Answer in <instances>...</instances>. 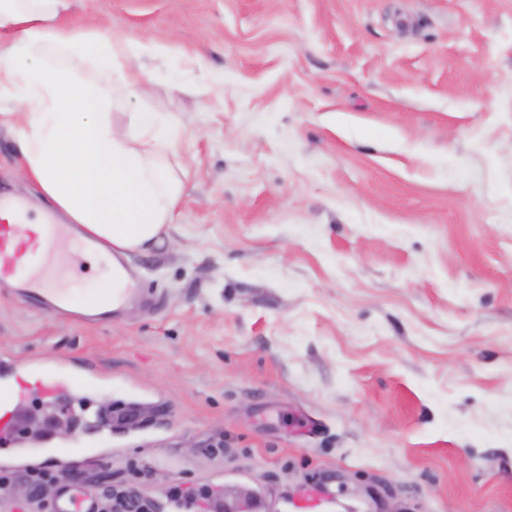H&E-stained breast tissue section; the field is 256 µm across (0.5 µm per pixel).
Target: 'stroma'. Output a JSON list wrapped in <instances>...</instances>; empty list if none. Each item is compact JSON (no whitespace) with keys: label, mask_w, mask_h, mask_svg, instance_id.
I'll return each mask as SVG.
<instances>
[{"label":"stroma","mask_w":512,"mask_h":512,"mask_svg":"<svg viewBox=\"0 0 512 512\" xmlns=\"http://www.w3.org/2000/svg\"><path fill=\"white\" fill-rule=\"evenodd\" d=\"M137 43L142 96L183 132L181 205L127 254L157 306L86 324L0 283V355L87 391L42 463L152 512L208 485L289 512H512V0H71ZM0 125V195L46 209ZM106 264L67 254L74 299ZM159 416L95 428L107 403Z\"/></svg>","instance_id":"35a3bbf8"}]
</instances>
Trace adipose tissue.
I'll use <instances>...</instances> for the list:
<instances>
[{"label": "adipose tissue", "mask_w": 512, "mask_h": 512, "mask_svg": "<svg viewBox=\"0 0 512 512\" xmlns=\"http://www.w3.org/2000/svg\"><path fill=\"white\" fill-rule=\"evenodd\" d=\"M70 0H0V123L15 129L21 173L104 250L142 253L167 238L183 194L177 128L158 112L126 127L105 110V88L141 94L142 68L124 44L70 27Z\"/></svg>", "instance_id": "obj_1"}]
</instances>
